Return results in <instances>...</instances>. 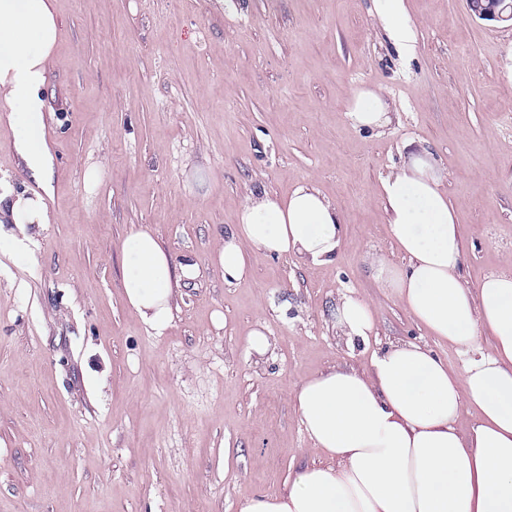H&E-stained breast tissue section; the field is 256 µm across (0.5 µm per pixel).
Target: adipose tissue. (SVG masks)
<instances>
[{
    "mask_svg": "<svg viewBox=\"0 0 512 512\" xmlns=\"http://www.w3.org/2000/svg\"><path fill=\"white\" fill-rule=\"evenodd\" d=\"M373 13L401 55L415 36L403 0H373ZM58 19L53 0H0V104L31 173L48 175L43 91L55 61ZM382 93L359 90L348 112L353 127L378 131L390 122ZM390 231L406 266L380 254L369 264L429 335L469 353L456 369L427 346L392 343L373 351L365 372L341 368L312 377L294 392L301 424L322 463L300 469L287 492L247 498L240 512H512V271L466 286L458 269L461 235L441 186L434 155L409 151L381 181ZM48 222L44 195L0 182V248L33 257L36 229ZM343 238L339 209L317 189L297 186L285 198L252 192L212 253L225 283L245 279L251 250L292 254L315 266L335 262ZM123 289L142 324L163 335L172 320L173 281L197 279L193 254L180 259L146 229L123 244ZM349 341L368 342L375 307L342 295L333 313ZM490 350L478 347L480 330ZM476 415L467 432L463 408Z\"/></svg>",
    "mask_w": 512,
    "mask_h": 512,
    "instance_id": "adipose-tissue-1",
    "label": "adipose tissue"
}]
</instances>
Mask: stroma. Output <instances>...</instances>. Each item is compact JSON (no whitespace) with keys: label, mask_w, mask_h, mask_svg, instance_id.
<instances>
[{"label":"stroma","mask_w":512,"mask_h":512,"mask_svg":"<svg viewBox=\"0 0 512 512\" xmlns=\"http://www.w3.org/2000/svg\"><path fill=\"white\" fill-rule=\"evenodd\" d=\"M54 3L49 222L34 258L0 249V512H240L322 460L296 387L369 367L333 322L341 294L375 304L372 348L427 339L367 262H405L379 186L407 141L440 164L463 282L512 268V26L471 18L466 0H405V58L372 0ZM363 88L392 104L381 133L347 116ZM0 179L38 187L1 111ZM303 184L342 212L335 263L257 252L225 283L210 252L245 197ZM139 228L200 266L160 336L123 297ZM260 325L262 356L246 344Z\"/></svg>","instance_id":"obj_1"}]
</instances>
